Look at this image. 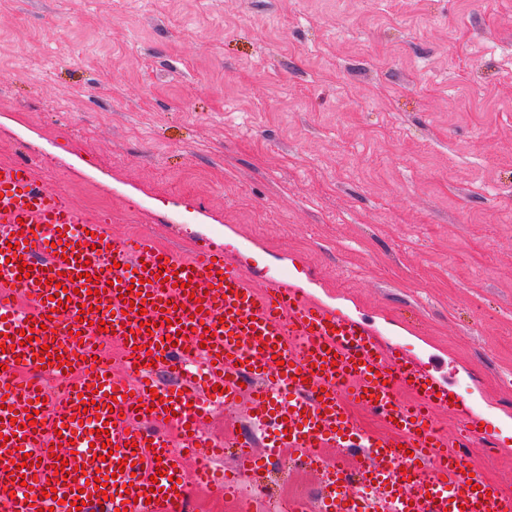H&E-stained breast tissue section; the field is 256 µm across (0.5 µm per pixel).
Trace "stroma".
Listing matches in <instances>:
<instances>
[{
    "label": "stroma",
    "mask_w": 512,
    "mask_h": 512,
    "mask_svg": "<svg viewBox=\"0 0 512 512\" xmlns=\"http://www.w3.org/2000/svg\"><path fill=\"white\" fill-rule=\"evenodd\" d=\"M1 161L114 240L228 246L403 348L488 422L479 469L512 491V0H5ZM257 463L271 500L322 492Z\"/></svg>",
    "instance_id": "35a3bbf8"
}]
</instances>
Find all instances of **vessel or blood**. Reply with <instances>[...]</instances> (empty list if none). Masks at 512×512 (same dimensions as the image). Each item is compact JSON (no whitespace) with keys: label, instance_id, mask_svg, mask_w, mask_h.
<instances>
[{"label":"vessel or blood","instance_id":"vessel-or-blood-1","mask_svg":"<svg viewBox=\"0 0 512 512\" xmlns=\"http://www.w3.org/2000/svg\"><path fill=\"white\" fill-rule=\"evenodd\" d=\"M31 265L29 276L19 274ZM72 295L54 301L53 277ZM134 289V308L120 290ZM21 294L26 304H0V363L9 372L29 373L24 385L1 391L0 457L19 465L26 485L0 468V486L11 490L6 512H48L54 499L66 512L86 498L107 497L119 512H176L184 504L183 463L165 437L149 431L173 408L179 429H191L189 454L209 447L198 426L211 405L230 406L250 398L254 424L268 448L303 455L309 448L338 447L357 459L356 473L334 463L324 512H361L355 478L377 482L390 512H512V493L479 472L480 416L405 351L382 344L362 323L306 300L286 279L257 281L217 246L186 258L161 250L149 238L133 246L112 242L106 225L73 206L59 190H47L28 166H0V294ZM154 321V329L141 320ZM33 323L35 339L22 331ZM81 332L75 352L58 331ZM120 338L130 350L138 382L122 392L98 348ZM210 364L206 390H161L150 395L146 358L184 367L193 349ZM65 377L63 397L40 402L38 372ZM357 403L377 415L388 430L378 436L359 427L349 410ZM37 410L35 428L25 427L27 410ZM459 417L456 433L440 432L434 415ZM102 430L101 445L77 441L80 419ZM74 443L77 457L97 469L106 490L85 476L55 473L58 444ZM237 476L254 473L255 444L238 441ZM33 453L41 466H24ZM133 464L119 472V461ZM158 482H151V475Z\"/></svg>","mask_w":512,"mask_h":512}]
</instances>
